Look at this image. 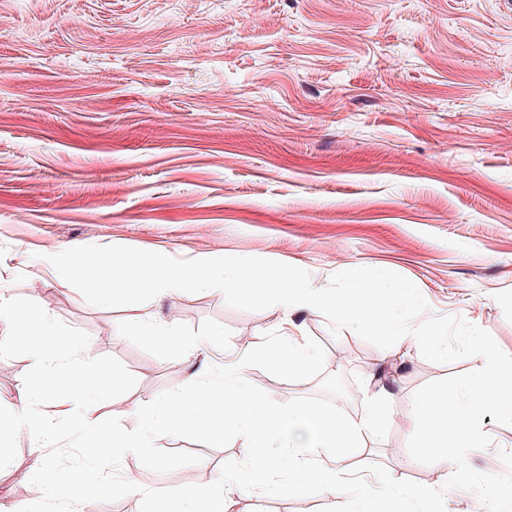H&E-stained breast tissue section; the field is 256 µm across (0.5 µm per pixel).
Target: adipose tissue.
<instances>
[{"label":"adipose tissue","instance_id":"obj_1","mask_svg":"<svg viewBox=\"0 0 512 512\" xmlns=\"http://www.w3.org/2000/svg\"><path fill=\"white\" fill-rule=\"evenodd\" d=\"M40 326L64 337L65 342L58 347L33 348L29 354L33 384L12 398L0 396V406H8L15 422L40 426V419L30 413L42 397L38 380L64 369L70 376L74 413L87 424H94L85 393L93 388L109 394V381L82 361L85 339L69 334L47 316L41 317ZM193 357L188 388L171 392L163 399L160 416L147 421L152 432L178 433L194 415L205 420L209 436L220 438L226 429L236 430L252 450L253 468L272 473L280 470L281 461L286 458L294 466L308 470L312 487H343L353 472L345 451L356 447L364 431L370 429V421H347L334 411H316L303 404L285 408L270 395L252 391L237 395L234 387L238 374H225L220 384L213 380L208 346L198 345ZM179 502L187 512H244L237 492L223 478L184 491Z\"/></svg>","mask_w":512,"mask_h":512}]
</instances>
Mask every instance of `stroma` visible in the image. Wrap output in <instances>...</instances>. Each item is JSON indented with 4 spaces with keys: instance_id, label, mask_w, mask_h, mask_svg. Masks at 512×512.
Listing matches in <instances>:
<instances>
[{
    "instance_id": "stroma-1",
    "label": "stroma",
    "mask_w": 512,
    "mask_h": 512,
    "mask_svg": "<svg viewBox=\"0 0 512 512\" xmlns=\"http://www.w3.org/2000/svg\"><path fill=\"white\" fill-rule=\"evenodd\" d=\"M123 245L181 259L262 257L307 270L316 287L357 263L416 284L422 320L466 314L512 354V0H0V297L46 312L90 345L85 360L138 409L187 384L188 347L240 352L288 336L316 361L296 375L261 357L245 386L284 407L372 418L357 464L446 482L407 453L409 403L424 384L473 371L411 343L391 353L318 312L229 307L218 291L102 308L60 286L47 257L64 245ZM143 317L168 343L127 332ZM0 394L31 381L39 328L0 321ZM393 391L374 403L377 378ZM38 435L0 436V502L30 503L23 473ZM160 448L200 465L121 473L149 487L246 469L250 448L176 437ZM343 495L246 492L248 512H320Z\"/></svg>"
}]
</instances>
